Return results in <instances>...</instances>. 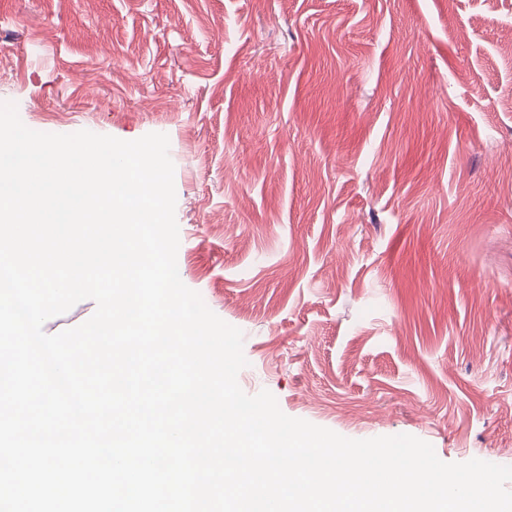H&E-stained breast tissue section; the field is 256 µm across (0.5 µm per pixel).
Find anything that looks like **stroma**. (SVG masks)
Masks as SVG:
<instances>
[{
    "mask_svg": "<svg viewBox=\"0 0 512 512\" xmlns=\"http://www.w3.org/2000/svg\"><path fill=\"white\" fill-rule=\"evenodd\" d=\"M512 0H0L30 129L169 138L247 394L512 465Z\"/></svg>",
    "mask_w": 512,
    "mask_h": 512,
    "instance_id": "1",
    "label": "stroma"
}]
</instances>
